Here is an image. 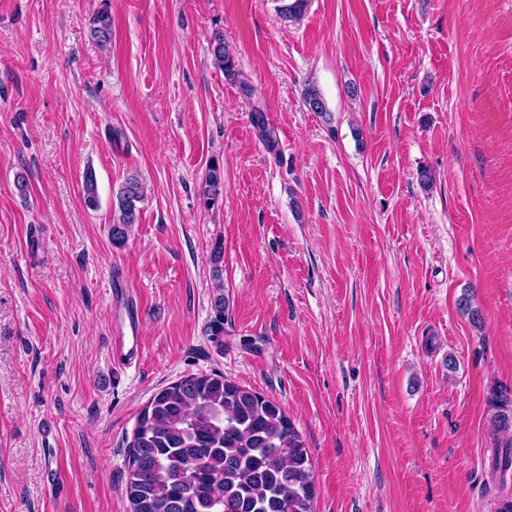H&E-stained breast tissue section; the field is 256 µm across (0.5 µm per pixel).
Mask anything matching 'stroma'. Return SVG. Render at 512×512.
<instances>
[{
	"label": "stroma",
	"instance_id": "35a3bbf8",
	"mask_svg": "<svg viewBox=\"0 0 512 512\" xmlns=\"http://www.w3.org/2000/svg\"><path fill=\"white\" fill-rule=\"evenodd\" d=\"M287 2L0 0V512H130L139 412L213 373L288 413L315 512L512 495L489 402L512 389V0H309L298 21ZM133 173L146 197L116 245ZM124 288L128 367L110 351ZM90 38L99 48L112 42V16L107 11H102L93 18ZM210 51L219 68L223 70L224 76L229 80H235L238 76V69L234 57L224 41L223 32L216 31L213 34ZM224 248L220 243L214 246L212 252L213 277L216 283L215 294L211 301L213 316L208 326V335L223 336L224 334ZM140 328L139 313L127 312L126 320L116 327L112 336L111 353L114 363L125 367L137 362L140 356L138 344Z\"/></svg>",
	"mask_w": 512,
	"mask_h": 512
}]
</instances>
